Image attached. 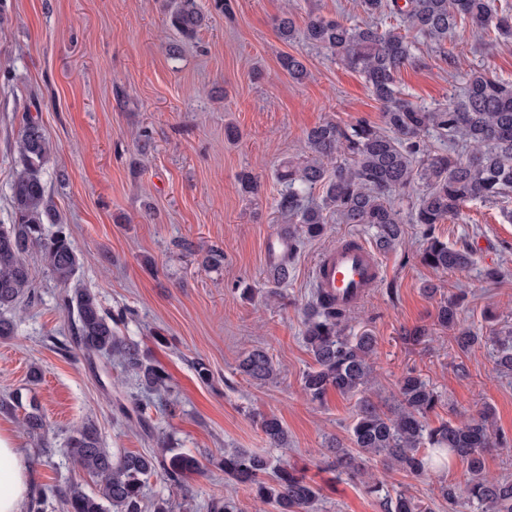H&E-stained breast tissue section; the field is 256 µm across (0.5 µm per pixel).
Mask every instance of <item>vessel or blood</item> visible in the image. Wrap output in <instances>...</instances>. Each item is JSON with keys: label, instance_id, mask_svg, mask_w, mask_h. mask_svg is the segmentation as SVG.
I'll use <instances>...</instances> for the list:
<instances>
[{"label": "vessel or blood", "instance_id": "obj_1", "mask_svg": "<svg viewBox=\"0 0 512 512\" xmlns=\"http://www.w3.org/2000/svg\"><path fill=\"white\" fill-rule=\"evenodd\" d=\"M381 274L377 255L359 238L348 236L322 254L316 268V286L335 298L338 306L355 307L376 287Z\"/></svg>", "mask_w": 512, "mask_h": 512}]
</instances>
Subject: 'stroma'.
<instances>
[{
    "instance_id": "stroma-1",
    "label": "stroma",
    "mask_w": 512,
    "mask_h": 512,
    "mask_svg": "<svg viewBox=\"0 0 512 512\" xmlns=\"http://www.w3.org/2000/svg\"><path fill=\"white\" fill-rule=\"evenodd\" d=\"M231 15L199 0L207 22L197 38L181 41L165 23L163 0H0V224L11 221V183L21 170L17 141L21 117L31 114L53 145L42 178L81 257L77 279L95 292L103 310L122 314L120 335L169 373L176 410L164 399L141 396L150 430L167 434L200 467L173 486L151 477L146 501L168 499L173 512H208L210 499L231 496L239 512H273L245 487L225 477L218 463L239 448L283 458L303 469L321 489L318 512H382L361 485L336 481L322 462L330 441H350L353 398L329 392L310 402L301 387L312 363L302 340L304 310L315 286L321 254L345 235L372 244L365 224H329L324 237L299 248L287 284L275 286L266 241L287 221L276 209L281 186L276 169L306 159L305 133L327 121L347 126L364 120L383 126V107L363 76L326 49L284 41L282 15L297 28L311 16L364 23L356 0H230ZM178 44L169 55V44ZM301 58L303 81L280 65ZM483 70L512 82V41L487 48L485 38L460 28L443 48L422 46L397 77L400 96L432 107L457 96L470 72ZM236 140L224 137L227 126ZM152 133L153 149L140 156L134 138ZM248 171L260 187L242 193L237 176ZM512 199L471 202L438 225L449 245L469 244L475 263L459 273L423 265L420 227L405 224L401 243L380 252L385 274L355 310V327L377 339L373 399L393 406L397 384L416 369L438 392L432 421L463 420L492 406L495 429L512 435V375L496 371L489 345L468 352L452 330L436 326L440 301L458 289L467 300L462 317L482 335L512 329ZM218 247L223 264L202 268L181 249ZM34 291L12 310L15 334L0 340V398L36 399L46 420L42 435L22 427V411L0 412V426L16 433L29 452L42 512H63L60 493L73 484L92 490V479L67 455L71 430L93 422L112 453L152 452L147 431L118 410L138 389L118 360L79 350L58 352L70 334L65 293L40 252L28 256ZM496 270L488 278V270ZM436 292L426 295L425 285ZM254 290L242 299V287ZM278 289V299L268 298ZM430 326L418 344L403 330ZM268 349L280 368L276 379L241 375L242 355ZM213 378L201 382L196 360ZM42 380L28 383L31 367ZM277 416L288 445L270 447L253 413ZM388 487L407 485L432 512H470L448 505L434 484L385 471Z\"/></svg>"
}]
</instances>
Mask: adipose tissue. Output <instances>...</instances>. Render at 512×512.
Segmentation results:
<instances>
[{"label":"adipose tissue","instance_id":"ef3b65f1","mask_svg":"<svg viewBox=\"0 0 512 512\" xmlns=\"http://www.w3.org/2000/svg\"><path fill=\"white\" fill-rule=\"evenodd\" d=\"M33 489L26 453L14 432L0 428V512H24Z\"/></svg>","mask_w":512,"mask_h":512}]
</instances>
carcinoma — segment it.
<instances>
[{
  "label": "carcinoma",
  "instance_id": "cac0c4a2",
  "mask_svg": "<svg viewBox=\"0 0 512 512\" xmlns=\"http://www.w3.org/2000/svg\"><path fill=\"white\" fill-rule=\"evenodd\" d=\"M359 7L369 17L384 20L398 15L400 21L384 30L376 23L348 24L315 15L302 36L364 76L384 107L385 127L364 121L347 127L332 121L317 125L306 133L309 157L278 170L284 189L277 207L290 221L288 252L274 263L273 281L278 285L288 282L300 243L323 235L331 213L338 224L374 228L380 251L400 242L408 218L422 227V264L464 271L474 263L472 249L448 246L436 235L437 225L457 216L468 202L496 203L512 197V83L474 71L459 97L434 108L406 101L396 89L397 74L415 59L418 38L441 47L448 34L465 25L477 36L493 33L497 41L509 40L512 14L493 8L490 0H405L402 7L397 0H359ZM204 22L198 0H173L167 23L180 38L195 39ZM280 64L296 81L307 76L303 62L293 55L283 56ZM428 132L448 149L430 148L424 139ZM52 151L40 123L25 116L18 142L22 170L11 184V223L0 224V338L15 333L14 321L6 313L31 292L27 256L37 250L54 280L69 288L62 305L72 315L76 347L89 355L117 359L142 392L167 393L170 376L137 343L119 335L120 319L106 314L91 290L70 287L81 259L42 179ZM417 182L424 189L406 218L394 200L410 195ZM318 187L322 188L319 203L311 198ZM48 224L54 227L49 236ZM181 246L195 253L205 267L224 262L220 249L200 250L185 240ZM465 297L461 289L440 303L438 323L454 329V342L462 352L483 340L492 343L497 371L512 374V330H494L485 338L477 335L459 319ZM351 321L352 311L336 307L319 290L314 291L303 320V342L312 358L302 378L308 400L321 403L331 390L358 397L352 447L329 449V466L336 478L359 483L366 493L381 497L383 512H432L407 491L392 492L385 479L368 475L367 463L377 458L387 469L436 482L439 496L450 505L464 499L472 512H512V478L485 473L488 449L512 448V436L491 428L492 408L485 406L461 423L446 420L433 426L428 414L438 394L410 369L398 382L394 407L382 410L369 396L376 338L368 329L352 330ZM238 371L267 381L277 376L278 368L266 349L255 348L245 353ZM23 426L33 435L45 428L33 401L24 413ZM260 428L271 447L288 446V433L278 418H262ZM156 443L162 448L159 454L116 456L103 446L95 424L74 430L67 439L68 454L93 479L95 488L88 492L79 485L69 487L62 498L65 512H172L165 499L145 504L146 480L159 474L169 484L180 485L186 472L198 469V462L174 452L163 436H156ZM453 458L467 462L469 478L463 486L442 476L445 463ZM221 467L225 476L272 504L275 512H315L320 488L286 461L274 464L262 454L234 449L224 453Z\"/></svg>",
  "mask_w": 512,
  "mask_h": 512
}]
</instances>
